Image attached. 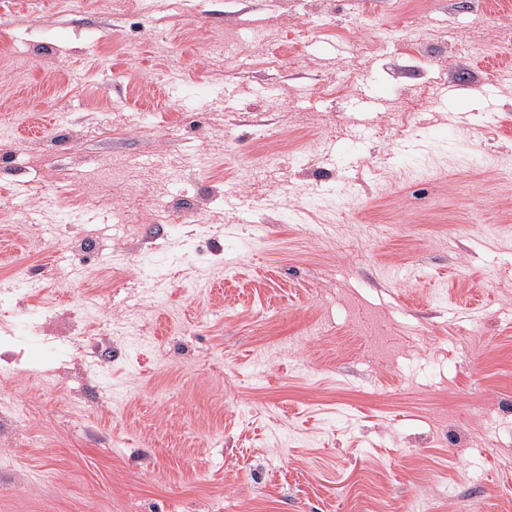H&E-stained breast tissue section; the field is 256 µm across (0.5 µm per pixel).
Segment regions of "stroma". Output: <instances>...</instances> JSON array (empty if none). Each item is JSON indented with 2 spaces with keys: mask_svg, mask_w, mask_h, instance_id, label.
Listing matches in <instances>:
<instances>
[{
  "mask_svg": "<svg viewBox=\"0 0 512 512\" xmlns=\"http://www.w3.org/2000/svg\"><path fill=\"white\" fill-rule=\"evenodd\" d=\"M503 43L512 0H0V512H512Z\"/></svg>",
  "mask_w": 512,
  "mask_h": 512,
  "instance_id": "stroma-1",
  "label": "stroma"
}]
</instances>
